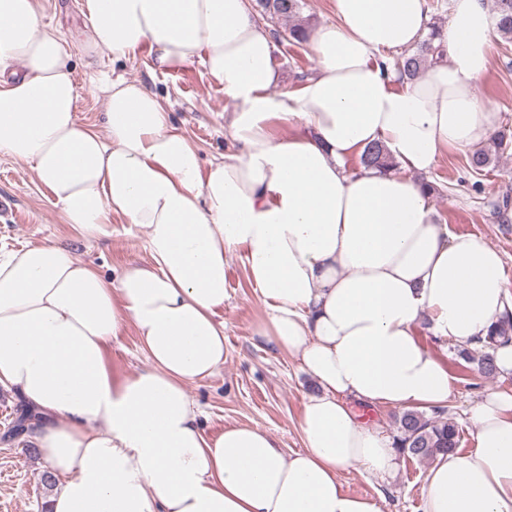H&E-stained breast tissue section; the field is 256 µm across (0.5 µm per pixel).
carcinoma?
<instances>
[{
  "label": "carcinoma",
  "instance_id": "obj_1",
  "mask_svg": "<svg viewBox=\"0 0 512 512\" xmlns=\"http://www.w3.org/2000/svg\"><path fill=\"white\" fill-rule=\"evenodd\" d=\"M258 13L264 19H292L299 14L301 0H256ZM495 15L498 32L512 38V0H495ZM275 37H283L291 44H301L307 40L305 27L300 23L290 25L282 31H275ZM444 55L442 30L433 25L430 32L412 53H403L394 59V67L400 78L413 80L431 63ZM360 163L387 172L396 166L393 157L381 144L366 147L360 155ZM512 340V320L499 322L488 336L483 351L476 355L469 349L462 350L463 357L476 364L477 371L486 378L499 373L494 350L497 346ZM397 450L400 455L420 462H429L439 455L449 454L459 448L460 432L454 419L445 410L436 408L431 414L416 409L402 411L395 421Z\"/></svg>",
  "mask_w": 512,
  "mask_h": 512
}]
</instances>
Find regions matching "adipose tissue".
Instances as JSON below:
<instances>
[{
	"instance_id": "obj_1",
	"label": "adipose tissue",
	"mask_w": 512,
	"mask_h": 512,
	"mask_svg": "<svg viewBox=\"0 0 512 512\" xmlns=\"http://www.w3.org/2000/svg\"><path fill=\"white\" fill-rule=\"evenodd\" d=\"M83 14L96 53L145 47L160 72L201 63L234 105L235 149L202 166L157 96L121 78L104 83V133L81 124L38 0H0V155L30 164L81 234L111 212L143 227L150 257L110 279L51 241L0 253V385L41 415L51 512H383L340 480L356 464L380 482L396 468L392 434L353 403L446 406L453 378L416 324L474 346L512 317L499 251L437 223L419 180L497 130L475 95L497 34L486 0H451L443 59L404 83L392 55L426 35L425 0H334V23L311 38L319 71L287 98L248 0H84ZM286 117L297 129L273 134ZM373 143L398 171L348 169ZM236 251L266 310L256 334L317 385L300 452L256 426L207 435L187 393L224 364ZM128 320L148 364L120 378L106 350ZM469 419L470 449L431 463L421 512H512V393H489Z\"/></svg>"
}]
</instances>
